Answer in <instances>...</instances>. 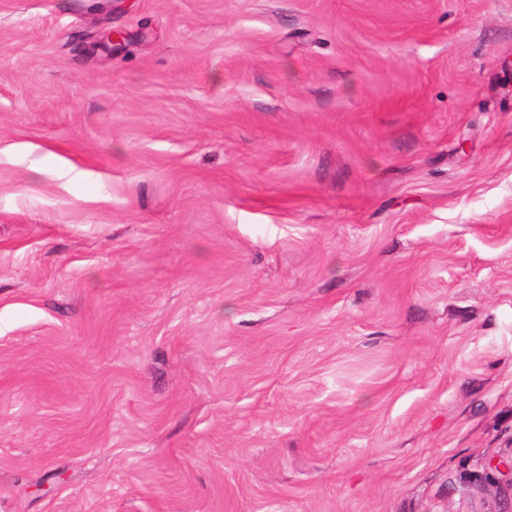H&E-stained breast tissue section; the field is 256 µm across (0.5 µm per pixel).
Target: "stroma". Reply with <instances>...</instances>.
Wrapping results in <instances>:
<instances>
[{
    "label": "stroma",
    "mask_w": 512,
    "mask_h": 512,
    "mask_svg": "<svg viewBox=\"0 0 512 512\" xmlns=\"http://www.w3.org/2000/svg\"><path fill=\"white\" fill-rule=\"evenodd\" d=\"M510 456L512 0H0V512H512Z\"/></svg>",
    "instance_id": "obj_1"
}]
</instances>
